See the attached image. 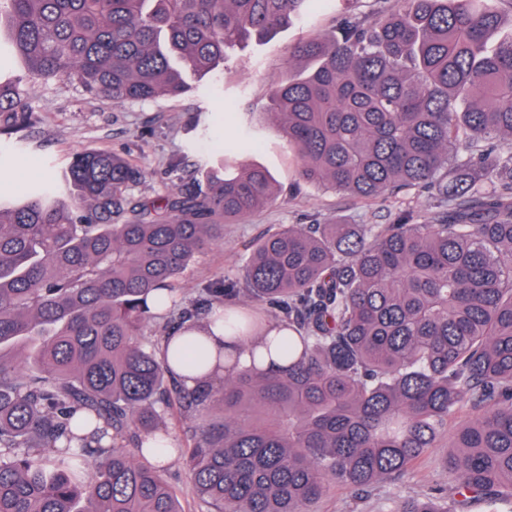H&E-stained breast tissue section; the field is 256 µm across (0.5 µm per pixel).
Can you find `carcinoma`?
<instances>
[{"instance_id":"cac0c4a2","label":"carcinoma","mask_w":512,"mask_h":512,"mask_svg":"<svg viewBox=\"0 0 512 512\" xmlns=\"http://www.w3.org/2000/svg\"><path fill=\"white\" fill-rule=\"evenodd\" d=\"M318 2L0 0V133L41 120L33 78L114 104L177 99L187 73L223 75L228 50ZM506 3L348 9L334 33L288 47L311 67L269 95L296 185L425 191L428 224H281L242 278L189 300L178 282L224 225L276 201L240 159L254 142L224 144L192 187L155 197L134 194L141 166L92 150L62 182L0 201V512H184L145 456L173 408L188 436L169 451L206 512H310L330 483L404 477L465 405L476 415L456 429L446 499L396 512H455L467 496L512 512V151L490 149L512 137V33L489 46ZM206 318L246 339L219 390L171 366L205 368L204 348L168 353Z\"/></svg>"}]
</instances>
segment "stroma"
<instances>
[{"instance_id":"35a3bbf8","label":"stroma","mask_w":512,"mask_h":512,"mask_svg":"<svg viewBox=\"0 0 512 512\" xmlns=\"http://www.w3.org/2000/svg\"><path fill=\"white\" fill-rule=\"evenodd\" d=\"M340 15L336 0H322L317 12L281 30L265 45L233 52L221 82L199 80L191 93L176 100L116 105L90 99L78 85L66 80H32V102L41 120L22 131L20 137L0 135V188L7 198H14L17 191L46 178L48 157L107 150L143 166L145 177L137 192L153 197L171 187L191 185L202 156L223 138L237 137L238 123H246L258 147L244 160L268 170L281 195L269 208L240 223L225 225L223 243L197 258L181 280L183 293L189 298L214 278L241 276L242 259L249 246L280 224H318L334 215L353 224H389L405 207L412 208L420 222H427L432 209L424 192L364 203L313 186L298 192L293 189L296 162L280 127L265 114L269 90L299 68L288 58L289 45L334 30ZM216 112L234 113L236 126L214 129L211 140L189 147L193 126L209 123ZM472 416L466 407L450 417L448 433L403 479L380 483L365 492L333 484L315 503V512H394L407 500L443 496L449 480L444 461L451 451L452 431Z\"/></svg>"}]
</instances>
